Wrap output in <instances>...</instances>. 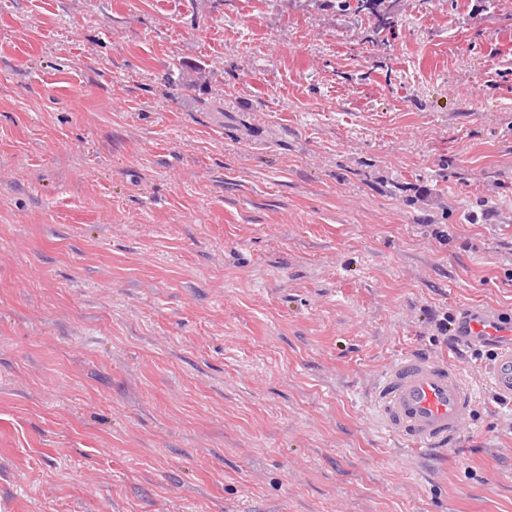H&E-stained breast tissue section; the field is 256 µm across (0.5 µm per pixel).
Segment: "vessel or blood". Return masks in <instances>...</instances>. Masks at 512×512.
Returning <instances> with one entry per match:
<instances>
[{
	"label": "vessel or blood",
	"instance_id": "obj_1",
	"mask_svg": "<svg viewBox=\"0 0 512 512\" xmlns=\"http://www.w3.org/2000/svg\"><path fill=\"white\" fill-rule=\"evenodd\" d=\"M458 336L464 342L498 344L492 384L512 397V323L486 310L471 309L459 322ZM374 399L395 439L430 450L459 445L473 405L471 389L453 366L414 356L401 358L386 371Z\"/></svg>",
	"mask_w": 512,
	"mask_h": 512
}]
</instances>
